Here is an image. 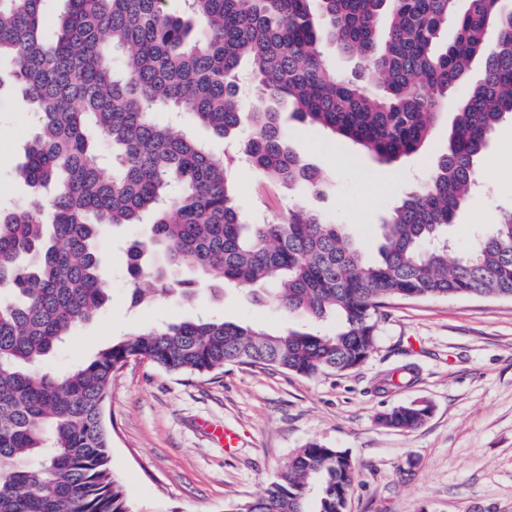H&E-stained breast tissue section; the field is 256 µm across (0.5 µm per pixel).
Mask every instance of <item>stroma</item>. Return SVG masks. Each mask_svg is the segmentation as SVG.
<instances>
[{
    "mask_svg": "<svg viewBox=\"0 0 512 512\" xmlns=\"http://www.w3.org/2000/svg\"><path fill=\"white\" fill-rule=\"evenodd\" d=\"M282 123L293 149L323 175V209L376 251L377 224L424 176L432 149L386 166L291 113H283ZM34 131L20 98L10 85L0 86L1 201L34 194L14 173ZM191 133L223 158L251 223L276 221L289 206L310 202L306 188L265 182L237 143L203 126ZM477 178L478 204H467L448 227L460 247L512 207V121L493 131ZM144 231L131 224L108 229L102 253L109 301L63 351L45 360V369L77 365L112 341L163 322L220 316L269 332L288 328L271 305L244 292L212 290L190 303L169 297L130 308L124 247ZM405 364L418 368V381L378 393L379 376ZM410 403L430 408L417 429L378 424L379 414ZM104 421L112 471L133 512H229L260 493L311 441L343 450L356 462L348 512H512V300L394 301L368 359L336 374L304 377L228 365L199 376L133 361L112 382ZM211 424L232 428L236 446L219 444L207 430Z\"/></svg>",
    "mask_w": 512,
    "mask_h": 512,
    "instance_id": "obj_1",
    "label": "stroma"
}]
</instances>
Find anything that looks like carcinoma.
I'll list each match as a JSON object with an SVG mask.
<instances>
[{"instance_id": "1", "label": "carcinoma", "mask_w": 512, "mask_h": 512, "mask_svg": "<svg viewBox=\"0 0 512 512\" xmlns=\"http://www.w3.org/2000/svg\"><path fill=\"white\" fill-rule=\"evenodd\" d=\"M46 0H0V58L37 129L15 175L50 197L0 207V512H132L112 475L103 420L112 380L146 359L176 373L226 365L303 376L352 369L369 356L383 309L413 298H512V210L448 257V226L472 197L476 163L512 120L508 0H65L53 30ZM357 60L359 78L324 63L322 43ZM264 106L246 108L243 60ZM481 80H465L475 62ZM459 97L448 140L426 180L391 205L370 260L345 225L306 205L250 224L224 162L174 110L227 140L246 135L253 168L274 184L320 193L322 175L288 144L278 106L391 164L432 145L448 97ZM110 157L112 174L103 162ZM148 224L126 248L130 305L213 279L245 288L289 319L270 334L198 318L112 342L61 372L39 368L108 301L101 240L117 224ZM332 319L334 327L319 324ZM409 365L379 387L411 385ZM428 407L379 417L413 430ZM357 467L309 442L262 493L231 512H348Z\"/></svg>"}]
</instances>
